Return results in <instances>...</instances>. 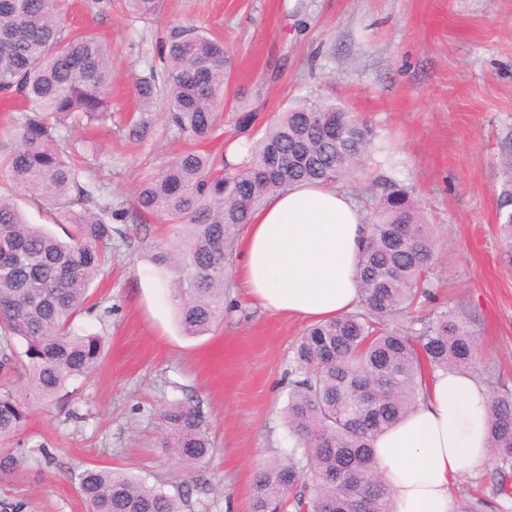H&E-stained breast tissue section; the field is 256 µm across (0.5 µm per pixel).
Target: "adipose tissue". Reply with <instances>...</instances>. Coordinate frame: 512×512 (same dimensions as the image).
I'll return each instance as SVG.
<instances>
[{"mask_svg": "<svg viewBox=\"0 0 512 512\" xmlns=\"http://www.w3.org/2000/svg\"><path fill=\"white\" fill-rule=\"evenodd\" d=\"M364 215L333 184L297 183L258 209L242 234L234 277L256 305L310 323L360 302ZM488 392L470 374L429 372L419 402L375 440L394 512H457L451 487L488 455Z\"/></svg>", "mask_w": 512, "mask_h": 512, "instance_id": "1", "label": "adipose tissue"}]
</instances>
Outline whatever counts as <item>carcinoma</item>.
Listing matches in <instances>:
<instances>
[{
    "mask_svg": "<svg viewBox=\"0 0 512 512\" xmlns=\"http://www.w3.org/2000/svg\"><path fill=\"white\" fill-rule=\"evenodd\" d=\"M144 19L160 0H124ZM167 60L165 104L170 124L193 143L216 137L218 104L231 78L224 43L184 29L162 46ZM112 59L90 33L62 26L58 0H0V95L22 104V118L0 136V362H16L47 406L64 404L66 384L93 373L103 359L98 335L72 329L124 211L91 176L81 177L59 126L68 118L99 121L111 114ZM153 102L152 73L137 81ZM236 130L256 118L245 99L235 105ZM239 163L196 149L152 171L138 185L136 209L173 226L180 243L160 249L155 264L173 273V298L188 336L210 332L224 318L226 281L241 230L266 200L303 182L360 179L378 150L371 130L325 98L293 101L245 144ZM45 202L55 223L73 232L61 240L29 224L14 197ZM499 223L512 233V189L504 191ZM431 226L407 191L384 183L360 259V309L314 324L294 346L285 422L292 446L256 470L250 512H393L389 488L375 471L373 442L416 406L424 369L473 372V336L442 310L417 333L387 322L431 293L427 270L435 251ZM21 343L23 351L15 348ZM489 443L500 479L499 512H512V390L489 396ZM31 401L0 387V440L27 424ZM157 445L187 468L200 467L214 446L200 407L174 401L161 412ZM78 490L88 512H183L188 486L175 493L128 472L87 467Z\"/></svg>",
    "mask_w": 512,
    "mask_h": 512,
    "instance_id": "cac0c4a2",
    "label": "carcinoma"
}]
</instances>
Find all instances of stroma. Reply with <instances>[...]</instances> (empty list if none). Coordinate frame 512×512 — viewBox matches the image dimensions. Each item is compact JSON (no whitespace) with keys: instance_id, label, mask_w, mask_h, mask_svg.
I'll return each mask as SVG.
<instances>
[{"instance_id":"stroma-1","label":"stroma","mask_w":512,"mask_h":512,"mask_svg":"<svg viewBox=\"0 0 512 512\" xmlns=\"http://www.w3.org/2000/svg\"><path fill=\"white\" fill-rule=\"evenodd\" d=\"M68 29L104 40L112 56V109L104 122L61 128L96 157V177L125 222L115 224L111 260L91 288L94 308L76 319L106 355L71 381L67 408L36 406L0 473V512H86L78 475L89 466L130 471L195 490L184 512H249L260 463L289 445L283 411L293 346L306 321L229 291L224 319L209 334L184 335L169 277L152 256L172 246L168 225L142 216L134 194L146 171L186 147L163 102L140 106L138 77L162 69V43L194 26L221 38L232 61L229 95L254 99L248 132L224 114L206 150L244 155L247 141L291 100H335L374 132V174L407 188L436 238L432 298L415 319L450 310L472 332L477 376L488 391L512 389V254L498 211L512 154V0H163L146 20L122 0H63ZM143 122L139 135L132 123ZM199 405L216 448L186 470L157 448L163 407Z\"/></svg>"}]
</instances>
